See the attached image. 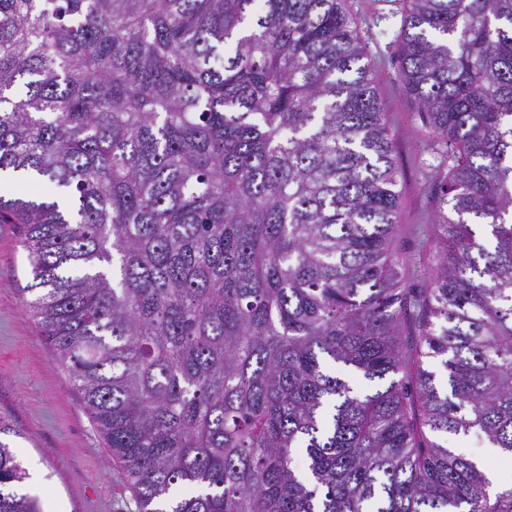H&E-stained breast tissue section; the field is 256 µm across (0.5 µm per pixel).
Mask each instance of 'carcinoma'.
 <instances>
[{"instance_id": "carcinoma-1", "label": "carcinoma", "mask_w": 512, "mask_h": 512, "mask_svg": "<svg viewBox=\"0 0 512 512\" xmlns=\"http://www.w3.org/2000/svg\"><path fill=\"white\" fill-rule=\"evenodd\" d=\"M397 60L428 288L344 0H0V223L139 512H512L448 447L512 459V0H405ZM25 476L0 441V512ZM448 446L456 448L458 453L470 455L483 460L488 468L495 469L504 482H511L512 461H504L497 454L489 452L488 444L477 435L448 439Z\"/></svg>"}]
</instances>
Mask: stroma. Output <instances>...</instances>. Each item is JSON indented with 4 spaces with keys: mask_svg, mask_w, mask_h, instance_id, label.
I'll use <instances>...</instances> for the list:
<instances>
[{
    "mask_svg": "<svg viewBox=\"0 0 512 512\" xmlns=\"http://www.w3.org/2000/svg\"><path fill=\"white\" fill-rule=\"evenodd\" d=\"M357 18L368 55L377 62L375 87L395 134L401 171L399 226L395 244L408 259V282L429 286L435 250L433 196L425 171L441 157L414 99L398 77L395 58L403 0H345ZM21 224H0V412L16 429L8 441L38 487L19 484L35 495L42 512H137L123 468L89 417L80 391L59 365L53 347L40 335L25 306L31 299V266L22 246Z\"/></svg>",
    "mask_w": 512,
    "mask_h": 512,
    "instance_id": "1",
    "label": "stroma"
}]
</instances>
